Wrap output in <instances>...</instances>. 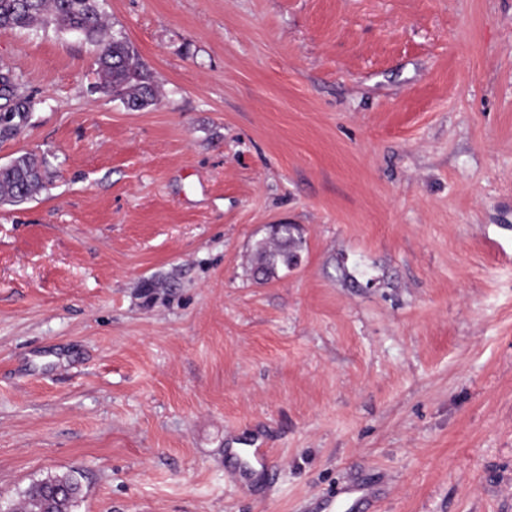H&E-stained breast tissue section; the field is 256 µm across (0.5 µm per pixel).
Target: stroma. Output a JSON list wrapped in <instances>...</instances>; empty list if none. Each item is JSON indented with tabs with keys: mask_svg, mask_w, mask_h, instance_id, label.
Wrapping results in <instances>:
<instances>
[{
	"mask_svg": "<svg viewBox=\"0 0 512 512\" xmlns=\"http://www.w3.org/2000/svg\"><path fill=\"white\" fill-rule=\"evenodd\" d=\"M99 6L154 104L0 29L39 102L0 164L49 162L0 203V502L512 512V0ZM274 224L304 249L258 280ZM0 169V202L20 205L31 200L44 188L47 159L24 153ZM83 492L78 473L48 475L23 491L22 512H70Z\"/></svg>",
	"mask_w": 512,
	"mask_h": 512,
	"instance_id": "stroma-1",
	"label": "stroma"
}]
</instances>
